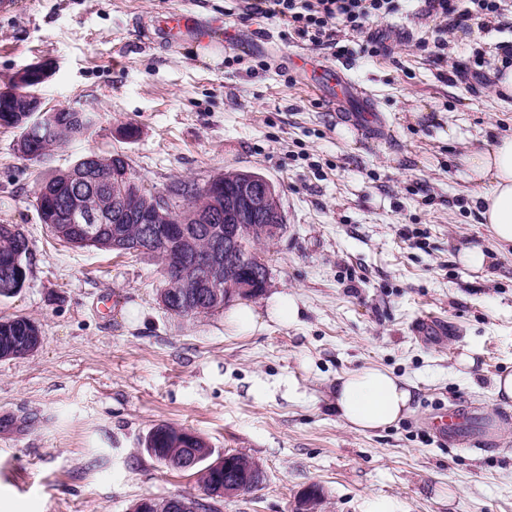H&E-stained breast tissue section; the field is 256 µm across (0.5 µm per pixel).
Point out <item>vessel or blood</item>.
Returning <instances> with one entry per match:
<instances>
[{"label":"vessel or blood","instance_id":"b4317fda","mask_svg":"<svg viewBox=\"0 0 512 512\" xmlns=\"http://www.w3.org/2000/svg\"><path fill=\"white\" fill-rule=\"evenodd\" d=\"M160 38L176 43L187 38L201 42L222 41L224 28L221 22L202 23L199 16L191 10L183 9L161 15L155 28ZM309 71L315 76L313 88L323 93L333 87L345 89L344 101L338 102L335 111L340 121L350 122L361 127L367 133L377 132L385 124L378 113L372 95L360 85L354 83L349 75V67L344 62L313 61ZM469 414L457 408L445 411L435 421L439 435L446 439L464 440L465 429L470 424Z\"/></svg>","mask_w":512,"mask_h":512}]
</instances>
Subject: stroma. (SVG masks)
Wrapping results in <instances>:
<instances>
[{
	"label": "stroma",
	"instance_id": "35a3bbf8",
	"mask_svg": "<svg viewBox=\"0 0 512 512\" xmlns=\"http://www.w3.org/2000/svg\"><path fill=\"white\" fill-rule=\"evenodd\" d=\"M398 4L376 27L385 53L343 38L352 77L387 120L370 139L337 120L294 61L331 60L333 49L272 19L237 20L235 0H20L0 15V84L45 61V106L98 116L40 162L18 152L19 130L0 127V224L31 242L28 279L0 298V319H31L42 334L34 353L0 358V512H130L145 496L196 492L192 472L144 449L163 423L262 465L263 483L221 512H295L312 486L318 512H512V404L492 393L493 376L512 370V252L480 224L459 164L512 133V97L473 65L475 53L512 46V12L446 34L439 58L421 0ZM175 8L222 21L232 45L156 38L158 14ZM117 152L151 192L240 170L273 182L286 229L262 249L258 328L237 332L223 311L172 316L156 259L76 248L41 223L37 183L80 156ZM471 245L486 271L459 264ZM278 293L295 299L296 321L269 316ZM110 295L119 304L107 317L98 302ZM368 366L412 383L415 398L401 421L361 433L329 403L337 377ZM451 403L476 408L491 451L430 430Z\"/></svg>",
	"mask_w": 512,
	"mask_h": 512
}]
</instances>
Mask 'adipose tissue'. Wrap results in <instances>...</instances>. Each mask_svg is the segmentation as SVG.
Listing matches in <instances>:
<instances>
[{
  "mask_svg": "<svg viewBox=\"0 0 512 512\" xmlns=\"http://www.w3.org/2000/svg\"><path fill=\"white\" fill-rule=\"evenodd\" d=\"M477 186L480 217L499 249L512 246V135L488 148H469L460 158ZM413 386L387 370L365 367L336 380L333 406L340 420L361 432L384 429L411 410Z\"/></svg>",
  "mask_w": 512,
  "mask_h": 512,
  "instance_id": "adipose-tissue-1",
  "label": "adipose tissue"
}]
</instances>
